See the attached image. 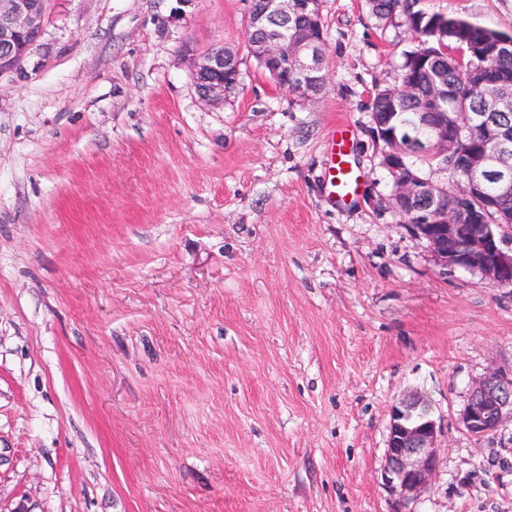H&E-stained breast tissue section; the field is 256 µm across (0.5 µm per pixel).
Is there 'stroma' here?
I'll list each match as a JSON object with an SVG mask.
<instances>
[{
	"instance_id": "stroma-1",
	"label": "stroma",
	"mask_w": 512,
	"mask_h": 512,
	"mask_svg": "<svg viewBox=\"0 0 512 512\" xmlns=\"http://www.w3.org/2000/svg\"><path fill=\"white\" fill-rule=\"evenodd\" d=\"M512 30V0H417ZM247 0H52L0 74V512H512V421L475 438L472 383L512 375V287L437 266L373 208L367 108L416 42L321 0L324 91L250 56L224 104L195 55L242 50ZM352 129L356 201L326 147ZM440 425L431 486H383L388 410ZM350 126L340 123L334 127L330 151L327 156L328 196L333 203L352 201L360 186V175L347 161L350 149Z\"/></svg>"
}]
</instances>
